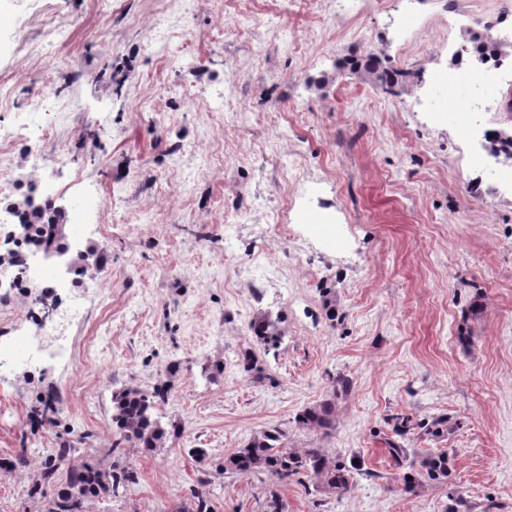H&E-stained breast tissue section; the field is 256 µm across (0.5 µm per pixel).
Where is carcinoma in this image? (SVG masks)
Segmentation results:
<instances>
[{
    "instance_id": "cac0c4a2",
    "label": "carcinoma",
    "mask_w": 512,
    "mask_h": 512,
    "mask_svg": "<svg viewBox=\"0 0 512 512\" xmlns=\"http://www.w3.org/2000/svg\"><path fill=\"white\" fill-rule=\"evenodd\" d=\"M382 76L378 87L384 91L403 84L409 74L407 70L396 69L391 65L381 67ZM26 223L31 235L41 243L42 228L50 224H61L62 213L57 209H47L32 201L27 203ZM256 341L265 351L277 350L281 340L278 325L266 317H259L251 324ZM177 365L171 364L162 377L149 389L126 387L112 395V424L118 435L117 444L125 443L131 447L150 451L160 447L170 434L162 425L158 409L168 398L170 382L167 376L173 374ZM333 403L314 405L303 409L297 416V423L316 431L330 430L333 427ZM412 429L410 418L401 417L395 422L396 439L387 440V453L394 465L402 471V484L405 492L414 493L427 478L440 481L448 478V451L425 454L422 459L406 448L401 439ZM70 449L61 448L55 457L47 460L32 480L29 493H42L44 487L53 482L56 473L63 466ZM224 471L258 474L267 480L265 488L266 512H282L276 498L274 485L285 479L306 476L313 481V490L321 495L336 496L341 499L350 490L355 475L362 473L360 463L352 459L345 461L340 457L328 455L322 448H303L295 450L283 443V433L277 429L264 431L250 439L242 448L224 458ZM139 481L138 472L118 462L108 469L96 464H86L79 470L69 473L65 486L56 494L54 512H84V504L89 497L103 499L118 498L128 488Z\"/></svg>"
}]
</instances>
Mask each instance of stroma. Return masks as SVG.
Segmentation results:
<instances>
[{
  "label": "stroma",
  "mask_w": 512,
  "mask_h": 512,
  "mask_svg": "<svg viewBox=\"0 0 512 512\" xmlns=\"http://www.w3.org/2000/svg\"><path fill=\"white\" fill-rule=\"evenodd\" d=\"M0 0V125L50 101L39 117L69 167L43 175L21 131L0 210L38 179L74 209L84 187L104 204L69 227L106 259L74 277L87 317L72 350L27 363L0 359V512H50L68 470L133 466L122 497L85 512H179L194 490L213 512H265L254 474L224 458L269 429L288 447L359 458L363 473L335 499L279 483L284 512H512V193L492 158L475 167L460 139L459 93L439 89L463 24L512 11V0ZM380 53L420 76L402 96L346 67ZM278 319L265 352L254 319ZM25 297L0 275V337L26 322ZM251 352L259 375L243 372ZM223 360L207 380L200 366ZM179 369L160 408L176 424L160 448L113 449L112 394ZM352 378L344 394L332 379ZM60 401L41 416L48 396ZM333 400L334 428H300L306 407ZM406 445L449 449L448 478L402 489L386 451L393 418ZM65 470L28 493L45 459ZM205 449L199 457L197 449ZM25 464H18V457Z\"/></svg>",
  "instance_id": "35a3bbf8"
}]
</instances>
